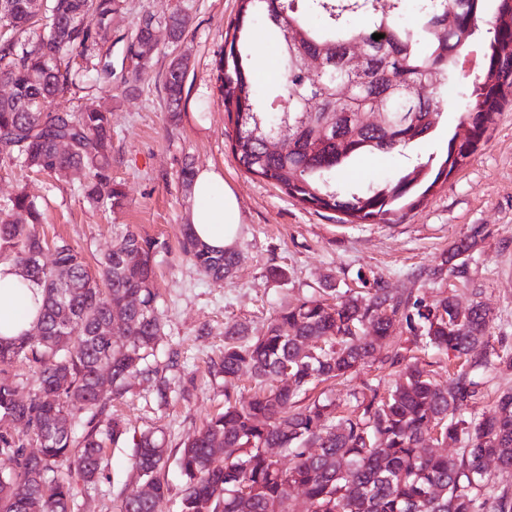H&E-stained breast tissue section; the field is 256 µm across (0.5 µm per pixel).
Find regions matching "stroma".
<instances>
[{"instance_id": "1", "label": "stroma", "mask_w": 512, "mask_h": 512, "mask_svg": "<svg viewBox=\"0 0 512 512\" xmlns=\"http://www.w3.org/2000/svg\"><path fill=\"white\" fill-rule=\"evenodd\" d=\"M146 11L155 16L158 42L143 75L129 86L122 77L112 79V179L124 193L122 206L87 202L77 181L37 176L0 161V199L25 192L43 213L41 236L51 243L68 240L88 263H95L118 235L128 231L158 243L153 288L163 334L149 360L152 373L131 377L123 398L100 416V425L116 418L127 431L118 444L107 445L97 481L74 478L78 512H119L133 481V439L156 429L165 434V477L171 488L157 512H176L184 488L180 446L207 417L224 408V378L212 365L224 349L225 327L241 323L251 335H259L279 310L314 296L325 283L362 292L378 279L396 291L412 289L415 297L428 303L448 294L464 306L481 304L490 313L491 346L512 352V102L496 114L466 163L413 206L379 223L345 222L339 213L315 210L272 183L246 174L233 158L224 137L227 116L214 62L236 15V0H124L102 44L103 54L124 71L132 69L125 59L126 47ZM176 11L189 16L190 26L175 43L166 19ZM179 57L187 59L188 69L181 110L173 115L167 110L164 74L170 61ZM458 122L456 111L443 112L436 135L410 155H365L339 174L340 184L363 189L396 176L409 159L440 157ZM187 165L223 172L239 201L240 263L220 286L199 273L179 250L192 205L190 191L178 178ZM471 234L477 244L468 254L469 280L431 276L442 255ZM383 353L425 362L441 382L449 380L455 364L447 354L414 345L403 324ZM395 378L393 367L377 361L327 387L326 393L342 404L351 393L374 385L388 388ZM161 380L172 389L164 406L155 398V385ZM480 381L482 394L472 411L489 414L498 397L512 391V368L492 363Z\"/></svg>"}]
</instances>
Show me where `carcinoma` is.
Listing matches in <instances>:
<instances>
[{
    "instance_id": "obj_1",
    "label": "carcinoma",
    "mask_w": 512,
    "mask_h": 512,
    "mask_svg": "<svg viewBox=\"0 0 512 512\" xmlns=\"http://www.w3.org/2000/svg\"><path fill=\"white\" fill-rule=\"evenodd\" d=\"M0 0V79L12 94L0 99V159L56 179L79 176L83 197L121 205L112 182V120L107 106L78 112L52 110L54 100L80 88L72 70L80 57L100 88L112 87V60L100 46L112 30L120 0ZM485 0H417L419 24L399 22L401 0L381 12L376 0H238L235 23L225 32L216 62L228 125L224 137L247 174L259 176L298 201L360 221H384L402 204L427 193L476 151L488 124L512 98V0H498L495 23L480 33ZM96 23H85L87 14ZM42 15L43 32L23 37ZM317 15L321 23L314 24ZM362 18L364 25L352 20ZM262 23L279 48L280 81L260 89L251 66L253 31ZM189 17H169L178 42ZM383 38L375 40L373 34ZM150 36L136 24L127 56ZM364 42L363 68H344L349 48ZM478 46L483 74L459 82L463 59ZM303 54L328 62L312 79L299 66ZM187 70L170 63L165 90L170 111H180ZM461 83L458 129L448 136L446 158L405 168L393 180L345 190L336 177L357 158L404 153L432 138L444 99L442 88ZM386 112L377 124L362 110L377 101ZM282 128L290 149L269 151L271 129ZM68 139L72 149L56 150ZM23 213L27 223L14 220ZM41 213L19 192L0 202V258L38 281L45 298L37 328L0 338V373L16 362L34 367L29 387L0 379V423L31 433L23 439L0 428V512H75L72 474L87 482L103 471V439L116 444L126 430L114 420L95 424L128 379L148 374L162 335L151 288L157 243L129 231L92 267L59 239L43 260L47 242L36 229ZM476 235L455 243L431 274L470 277L464 254ZM183 256L215 283L238 266L239 253L214 252L185 227ZM135 297L138 304H128ZM422 347L452 353L460 364L448 383L417 363L405 367L386 392L353 395L354 409L336 414V401L311 394L318 384L350 376L375 357L400 322ZM490 315L480 304L463 307L452 295L427 304L412 292L392 291L376 281L365 296L337 288L280 310L264 333L249 336L242 324L225 328L219 372L234 382L246 371L255 383L248 402L224 390V410L183 443L179 466L185 479L177 512H295V496L310 512H512V496L490 491L494 469H512V392L493 413L467 412L479 395L478 372L492 365ZM110 373L99 385L98 373ZM82 431H77V428ZM464 443L459 453L442 450ZM289 457L284 468L280 456ZM164 443L153 432L134 441L136 482L123 495L120 512H156L170 493L163 473ZM148 485L149 492L140 491Z\"/></svg>"
}]
</instances>
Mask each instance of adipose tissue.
Wrapping results in <instances>:
<instances>
[{
    "label": "adipose tissue",
    "mask_w": 512,
    "mask_h": 512,
    "mask_svg": "<svg viewBox=\"0 0 512 512\" xmlns=\"http://www.w3.org/2000/svg\"><path fill=\"white\" fill-rule=\"evenodd\" d=\"M192 200L188 222L195 236L212 249H234L242 214L223 173L214 169L198 172L192 183ZM42 303V287L23 280L14 262L0 260V337L12 339L30 331L39 319Z\"/></svg>",
    "instance_id": "1"
}]
</instances>
